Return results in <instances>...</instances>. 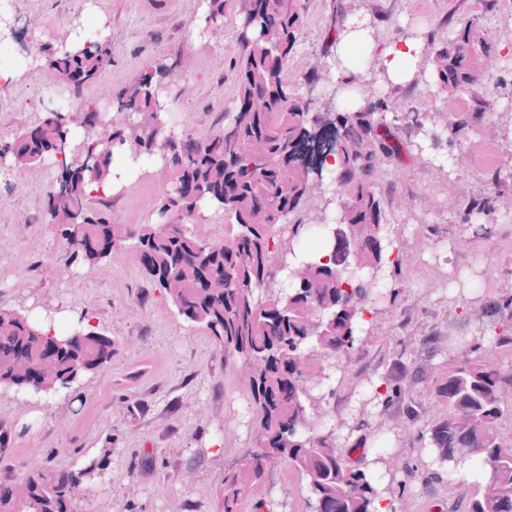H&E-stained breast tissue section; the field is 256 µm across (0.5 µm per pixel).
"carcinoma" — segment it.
<instances>
[{
  "label": "carcinoma",
  "mask_w": 512,
  "mask_h": 512,
  "mask_svg": "<svg viewBox=\"0 0 512 512\" xmlns=\"http://www.w3.org/2000/svg\"><path fill=\"white\" fill-rule=\"evenodd\" d=\"M205 13L203 37L211 41L224 29L226 0H201ZM240 18L237 39V81L231 111L224 126L201 141L175 124L171 109L162 107L176 96L170 81L178 78V59L158 58L147 64L132 82L129 102H112L121 121L110 128L107 142L95 138L74 141L57 151L59 124L54 108L14 138L0 145V164L8 172H24L53 160L55 177L44 203L66 241V265L78 263L91 270L104 256L94 247L99 239L134 243L143 269L164 289L184 320L205 328L238 361L249 387L257 421L256 437L272 438L270 448H252L238 464L224 470L223 512H241L264 475L262 456L271 454L305 478L312 512H377L382 501L367 465L349 464L331 429L317 427L312 385L319 368L305 365L302 349L313 344L330 358L348 355L358 337L364 313L371 311L376 288L364 266L363 251L377 255L379 268L393 246L379 198L382 165L375 158L392 160L410 152L398 136V127L380 121L381 112H398L401 105L382 98L354 104L337 113L329 124L335 139L339 174L336 197L343 205L345 223L322 225L318 248L305 253L309 278L291 280L288 290L268 292L274 269L298 257L288 251L309 226L296 219L305 199L304 172L285 167L286 150H300L316 118L295 93L288 75V58L305 24L301 0H237ZM473 19L461 17L448 39L428 43L427 66L436 92L448 95L479 80L475 59ZM112 60L106 39L87 41L75 49L48 53V67L72 99L82 100L84 88L95 83ZM490 101L481 93L470 96L465 116L455 123V134H473ZM158 114L170 140L166 150L168 188L160 199L158 222L131 227L114 224L102 211L108 197L89 190L112 176L115 148L127 145L132 153L151 160L156 151L132 146L127 125L143 114ZM89 154L98 161L82 177L64 178L65 172ZM210 217L224 218V241L215 242L195 230L203 206ZM260 206L267 223L252 224ZM465 219L494 220L490 198L475 197L463 205ZM361 224L368 240L355 244L347 225ZM328 250L333 262L318 255ZM222 287L207 288L206 278ZM326 314L321 327L311 331L316 312ZM69 348L53 364L45 386L68 388L105 368L112 360V339L93 329L66 328L51 337L39 332L26 310L0 307V386L19 389L17 369L38 363L51 341ZM512 389V372L483 362L462 359L431 381L430 391L446 406L445 414L428 429L436 457L448 463V475L470 464L488 473L479 492L467 501L468 512H512V444L498 442L501 424L512 419V405L504 394ZM88 471L64 467L29 470L15 478H0V512H73Z\"/></svg>",
  "instance_id": "cac0c4a2"
}]
</instances>
